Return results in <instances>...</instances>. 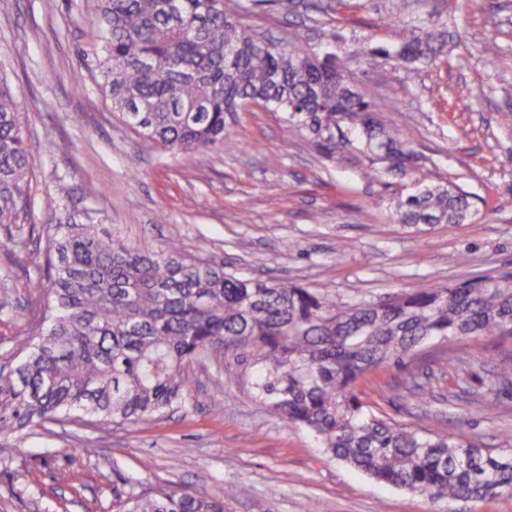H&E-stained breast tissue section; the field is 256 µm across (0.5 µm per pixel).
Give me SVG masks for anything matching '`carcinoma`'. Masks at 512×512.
I'll return each instance as SVG.
<instances>
[{
	"instance_id": "cac0c4a2",
	"label": "carcinoma",
	"mask_w": 512,
	"mask_h": 512,
	"mask_svg": "<svg viewBox=\"0 0 512 512\" xmlns=\"http://www.w3.org/2000/svg\"><path fill=\"white\" fill-rule=\"evenodd\" d=\"M94 83L147 148L171 153L224 149L225 116L248 104L286 112L317 134L336 120L366 148L399 162L413 150L381 127L364 98L311 53L257 35L224 0H93ZM404 39L401 56L443 49ZM28 121L0 72V225L28 222ZM473 213L469 192L427 185L399 202L402 224H452ZM12 236L39 277L36 311L18 360L0 372V435L86 416L94 423H145L191 405L195 364L243 357L255 394L291 426L306 428L332 455L373 478L432 499L482 501L512 492V455L456 435L396 420L366 400L370 376L416 361L433 339H512V276L474 277L413 288L376 304H350L316 288L251 279L180 251L142 247L67 221L44 247ZM478 356L448 358L459 377ZM433 372L411 368L404 385L420 404ZM512 386V361L496 363L487 392ZM115 512H224V500L157 487L131 493Z\"/></svg>"
}]
</instances>
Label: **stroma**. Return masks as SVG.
Returning <instances> with one entry per match:
<instances>
[{"label":"stroma","instance_id":"stroma-1","mask_svg":"<svg viewBox=\"0 0 512 512\" xmlns=\"http://www.w3.org/2000/svg\"><path fill=\"white\" fill-rule=\"evenodd\" d=\"M245 24L290 46L333 57L376 117L418 153L406 169L346 130L345 148L286 113L249 105L227 117L231 147L218 153L145 151L112 114L93 81L92 0H0V65L30 125L32 213L23 235L70 219L124 239L221 262L247 278L317 288L347 303L411 288L512 274V0H224ZM443 34L442 53L397 52L407 35ZM374 178H364L365 170ZM452 182L471 193L472 218L408 225L398 203ZM263 264H255V257ZM31 264L0 248V366L25 339L35 307ZM472 352L490 379L512 358V339L432 341L440 407L421 406L404 370L377 374L372 396L389 416L420 421L512 452V388L487 402L452 400L439 357ZM228 382L191 367L193 406L151 422L49 425L0 437V512H113L117 496L159 486L224 500V512H512V495L485 502L434 501L382 484L331 457L309 432L285 425L256 400L254 371ZM221 413H214V406ZM96 448L89 456L85 447Z\"/></svg>","mask_w":512,"mask_h":512}]
</instances>
